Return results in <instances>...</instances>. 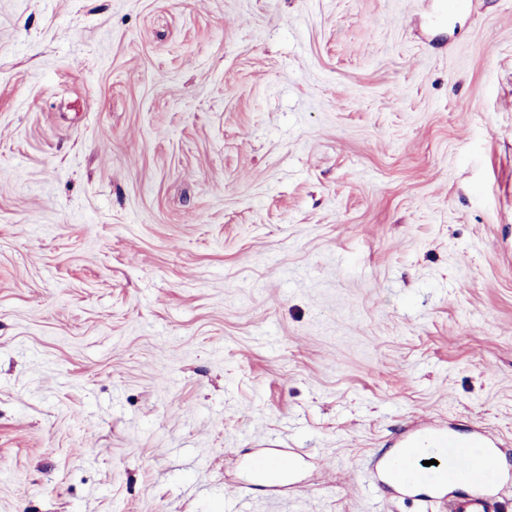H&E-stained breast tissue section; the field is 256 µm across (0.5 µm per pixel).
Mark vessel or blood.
Instances as JSON below:
<instances>
[{"label": "vessel or blood", "instance_id": "obj_1", "mask_svg": "<svg viewBox=\"0 0 512 512\" xmlns=\"http://www.w3.org/2000/svg\"><path fill=\"white\" fill-rule=\"evenodd\" d=\"M298 463L296 454L278 448L255 454L247 468L254 477L278 485ZM371 481L402 498H421L442 512H497V498L512 482V474L499 469L493 444L481 431L463 436L448 427L422 424L408 432L390 454L379 456ZM461 484L469 486V495L449 497V489Z\"/></svg>", "mask_w": 512, "mask_h": 512}]
</instances>
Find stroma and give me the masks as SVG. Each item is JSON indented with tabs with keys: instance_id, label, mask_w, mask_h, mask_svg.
<instances>
[{
	"instance_id": "stroma-1",
	"label": "stroma",
	"mask_w": 512,
	"mask_h": 512,
	"mask_svg": "<svg viewBox=\"0 0 512 512\" xmlns=\"http://www.w3.org/2000/svg\"><path fill=\"white\" fill-rule=\"evenodd\" d=\"M429 419L512 471V0H0V512H418ZM272 452H260L252 456L248 471L256 478L279 485L297 468L299 457L287 448H273Z\"/></svg>"
}]
</instances>
